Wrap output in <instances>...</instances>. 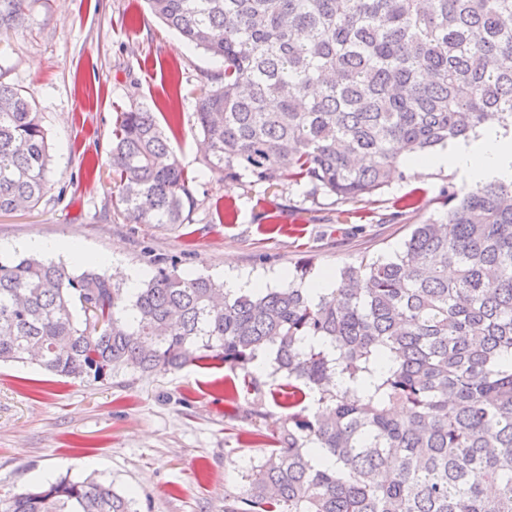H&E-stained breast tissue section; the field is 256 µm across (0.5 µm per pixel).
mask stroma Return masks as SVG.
Segmentation results:
<instances>
[{
  "label": "stroma",
  "instance_id": "35a3bbf8",
  "mask_svg": "<svg viewBox=\"0 0 512 512\" xmlns=\"http://www.w3.org/2000/svg\"><path fill=\"white\" fill-rule=\"evenodd\" d=\"M28 17L0 40V80L35 100L54 161L39 206L0 215L2 255L75 235L148 277L173 260L219 280L232 266L274 287L303 263L335 272L394 255L413 225L445 216L448 186L467 185L432 168L341 204L297 185L224 181L204 163L195 116L222 59L187 46L146 0H29ZM134 108L154 113L193 178L184 223L131 224L120 212L108 157L117 115ZM408 197L417 208L398 213ZM288 416L282 394L247 387L217 359L90 383L1 363L0 498L37 489L50 467L112 485L136 512H224Z\"/></svg>",
  "mask_w": 512,
  "mask_h": 512
}]
</instances>
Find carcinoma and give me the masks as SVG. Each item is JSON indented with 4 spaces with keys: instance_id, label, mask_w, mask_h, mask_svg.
Masks as SVG:
<instances>
[{
    "instance_id": "carcinoma-1",
    "label": "carcinoma",
    "mask_w": 512,
    "mask_h": 512,
    "mask_svg": "<svg viewBox=\"0 0 512 512\" xmlns=\"http://www.w3.org/2000/svg\"><path fill=\"white\" fill-rule=\"evenodd\" d=\"M27 2L0 0L1 38L26 27ZM147 3L224 59L196 103L206 167L224 180L361 200L404 177V154L490 116L512 125V0ZM51 163L41 113L0 80V213L36 206ZM110 165L128 222H184L189 177L153 113H120ZM444 205L316 297L307 265L231 294L173 262L132 293L37 255L0 258V362L100 382L207 358L248 375L270 352L301 410L225 512H512V183L450 187ZM0 512L133 510L110 484L64 477Z\"/></svg>"
}]
</instances>
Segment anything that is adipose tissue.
<instances>
[{"label": "adipose tissue", "instance_id": "ef3b65f1", "mask_svg": "<svg viewBox=\"0 0 512 512\" xmlns=\"http://www.w3.org/2000/svg\"><path fill=\"white\" fill-rule=\"evenodd\" d=\"M426 165L457 171L473 183H512V127L488 119L469 139L449 143L428 163L410 162L409 169L415 172Z\"/></svg>", "mask_w": 512, "mask_h": 512}]
</instances>
